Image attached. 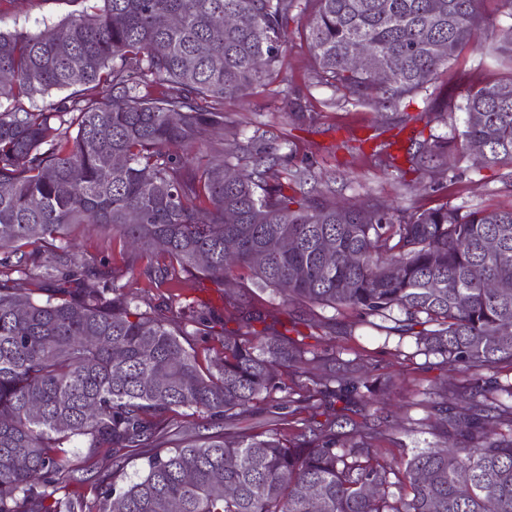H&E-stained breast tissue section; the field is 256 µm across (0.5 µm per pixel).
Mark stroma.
Returning <instances> with one entry per match:
<instances>
[{
	"instance_id": "1",
	"label": "stroma",
	"mask_w": 512,
	"mask_h": 512,
	"mask_svg": "<svg viewBox=\"0 0 512 512\" xmlns=\"http://www.w3.org/2000/svg\"><path fill=\"white\" fill-rule=\"evenodd\" d=\"M93 7L94 0H29L20 9L9 0H0V30L35 32ZM480 10L483 25L471 43L458 50L428 93L407 110H377L317 83L314 60L292 23L285 37L280 81L225 97L224 114L235 121L241 137L259 133L265 143L277 146L283 167L291 171L311 169L319 180V190L331 191L348 208L376 202L400 212L446 202L465 210L511 209L510 165L486 168L468 154L459 161L454 177L434 188L428 181H416L414 173H398L399 166L406 163L410 137L424 130L451 139L453 131L464 128L467 88L506 73V65L486 56L487 30L512 24V17L499 0H482ZM297 98L313 112L312 122L301 124L290 118L291 103ZM420 112L432 113L431 123H402L403 114ZM352 138L363 140L362 155L343 148V141ZM385 143L397 157V169L385 167L373 155ZM102 239V232L90 231L78 250L79 259L85 262L79 273L85 287L100 288L112 282L134 297L140 309L161 304V291L146 289L144 277L130 272L118 255L103 249ZM184 297L206 303L216 327L233 324L234 303L244 299L264 312L266 325L292 338L305 339L318 353L363 364L370 380L381 385L376 393L380 406L399 421L398 427L375 443L381 459L391 460L404 448L439 447L440 421L431 415L426 401L430 389L447 381L451 373L441 367L438 357L418 353L413 336L394 332L392 321L371 317L363 322L348 309L287 304L235 275L226 287L196 282L185 289Z\"/></svg>"
}]
</instances>
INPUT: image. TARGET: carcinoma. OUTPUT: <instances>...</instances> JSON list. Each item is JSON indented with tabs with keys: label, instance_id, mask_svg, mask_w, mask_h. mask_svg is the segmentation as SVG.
<instances>
[{
	"label": "carcinoma",
	"instance_id": "1",
	"mask_svg": "<svg viewBox=\"0 0 512 512\" xmlns=\"http://www.w3.org/2000/svg\"><path fill=\"white\" fill-rule=\"evenodd\" d=\"M37 32L0 31V70L13 81L0 97L47 96L35 111L0 110V512H512V382L485 375L512 363V209L470 210L446 202L398 219L376 204L351 209L328 195L288 194L290 177L268 162L273 147L242 139L224 116V96L275 82L293 12L315 62L317 82L369 105L397 104L428 85L467 44L482 0H99ZM244 14L245 26L226 25ZM491 53L511 67L466 90L465 144L486 147L488 166L512 164V25L492 33ZM370 65L349 67L356 44ZM444 43L448 53L434 47ZM392 83L373 88L376 71ZM108 86L116 103L95 90ZM224 139L202 147L209 128ZM124 165H112V157ZM251 168L227 180L233 161ZM407 160L438 183L455 171L441 140H413ZM238 214L230 224L226 216ZM96 226L126 264L167 289L165 308L138 311L117 286L34 288L79 268L77 229ZM494 236L499 249L485 250ZM288 237L292 249L269 251ZM237 246L224 260V247ZM47 248L33 272L28 246ZM206 253L209 260L199 262ZM353 260H345L347 255ZM232 272L286 303L349 308L361 319L404 315L393 330L419 350L470 373L466 388L490 406L458 414L460 387L430 393L429 407L473 446L423 448L386 462L372 440L383 420L367 410L373 382L350 362L310 352L300 340L254 323L240 306L238 327L218 335L201 361L181 337L207 321L206 306L181 302L190 282ZM496 280L507 290L490 293ZM423 329L416 331L414 326ZM306 378L291 387L282 376ZM354 406L318 422L301 414L333 400ZM40 404L33 414L29 403ZM269 406H294L271 431L237 429ZM191 410L224 422V432L191 438L147 458L121 486L120 452L144 448ZM112 449L116 470L97 487L98 510L74 490L80 467L69 444ZM380 487L368 496L366 484ZM467 483L470 493L458 487ZM401 485L407 492L394 495Z\"/></svg>",
	"mask_w": 512,
	"mask_h": 512
}]
</instances>
